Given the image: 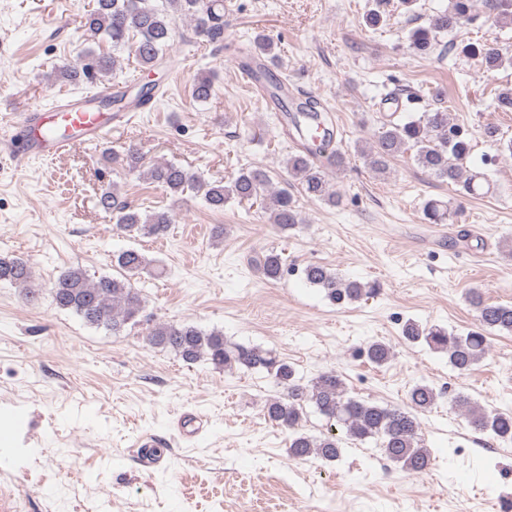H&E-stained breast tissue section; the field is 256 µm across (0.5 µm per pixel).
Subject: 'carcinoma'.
<instances>
[{
    "label": "carcinoma",
    "instance_id": "1",
    "mask_svg": "<svg viewBox=\"0 0 512 512\" xmlns=\"http://www.w3.org/2000/svg\"><path fill=\"white\" fill-rule=\"evenodd\" d=\"M173 10L189 19L197 37L211 44L224 42V0H161L159 5L155 0H95L84 27L92 38L98 35L108 38L115 50L131 47L138 64L150 69L165 61L173 32ZM490 10L494 12V23L503 28L512 25V0H492ZM475 17L474 0H450L448 10L411 32V44L426 57L432 52L437 33ZM118 64L115 56L86 55L80 64L64 68L60 76L74 84L91 82ZM411 148L416 149L417 163L436 178L460 186L468 194L484 189L486 174L467 166L471 153L469 132L452 122L446 109L429 110L402 123L392 120L383 123L374 141L360 150V155L372 170L384 173L395 156ZM143 160L138 149H128V168L143 170L146 179L174 196L187 191L200 193L213 208L224 207V202L232 195L241 200L260 198L277 231L286 233L302 223L294 197L286 190L267 191L270 180L260 168L241 170L231 186L226 187L207 183L166 162H156L145 169ZM286 169L306 197L336 203V193L329 190L324 166L315 162L314 157L306 152L290 155ZM96 205L102 212L112 215L117 225L130 235L163 236L173 223L172 214L166 210L141 214L115 188L102 190ZM447 214V207L439 201L430 200L425 204L424 216L433 222L445 219ZM252 264L267 281L277 282L288 274L282 254L274 250L255 257ZM117 266L119 276H102L96 280L89 279L78 266L68 268L51 284L53 302L58 308L69 310L85 322L103 326L114 334L129 324H138L144 299L132 279L144 273L156 275L159 269L136 250L120 253ZM302 273L309 284L322 289L335 305L376 293L377 285L346 280L323 265L310 264ZM2 281L24 289L30 301L39 297L40 289L33 285L32 268L23 259L0 258ZM469 302L477 312L478 326L465 335L450 334L437 327L422 329L408 322L403 327L404 336L410 341L424 339L432 349L447 354L453 369L461 373L469 371L486 354L487 333H512V305L490 303L479 291L469 294ZM147 338L152 346L175 353L187 364L206 360L219 368L243 367L273 377L284 393L267 401L265 413L270 421L291 431L288 452L295 459L314 456L335 461L341 454V438L334 430L315 437L298 429L305 404L311 403L333 426L343 428L348 439L380 442L385 457L406 472L421 473L429 468L430 453L420 444L417 413L431 408L437 393L426 383L410 388V409L406 410L347 397L342 380L333 372H324L305 384L295 368L273 351L229 343L219 331L207 333L190 324L163 321L149 329ZM366 356L370 362L381 366L391 360L392 352L383 343L371 342ZM456 403L465 409V418L474 431L512 441L511 411L487 413L471 405L462 395L456 397Z\"/></svg>",
    "mask_w": 512,
    "mask_h": 512
}]
</instances>
